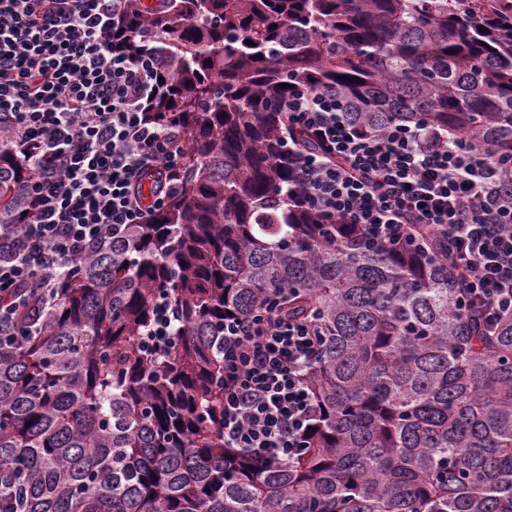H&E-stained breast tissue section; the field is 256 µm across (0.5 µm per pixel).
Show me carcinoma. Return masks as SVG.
Listing matches in <instances>:
<instances>
[{
	"label": "carcinoma",
	"mask_w": 512,
	"mask_h": 512,
	"mask_svg": "<svg viewBox=\"0 0 512 512\" xmlns=\"http://www.w3.org/2000/svg\"><path fill=\"white\" fill-rule=\"evenodd\" d=\"M112 46L164 78L146 112L181 162L146 223L0 324V512H512V314L460 309L447 236L374 246L289 199L279 110L334 90L358 126L511 157L512 0H119ZM9 139L0 225L34 177ZM275 293L321 343L285 464L224 445V318Z\"/></svg>",
	"instance_id": "cac0c4a2"
}]
</instances>
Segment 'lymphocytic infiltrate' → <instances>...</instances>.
Listing matches in <instances>:
<instances>
[{
  "label": "lymphocytic infiltrate",
  "instance_id": "1",
  "mask_svg": "<svg viewBox=\"0 0 512 512\" xmlns=\"http://www.w3.org/2000/svg\"><path fill=\"white\" fill-rule=\"evenodd\" d=\"M116 6L0 0V116L36 168L25 219L0 225V321L31 294L51 296L127 225L145 223L164 201L144 202L145 177L180 163L173 137L145 111L154 70L112 50ZM282 110L296 171L289 197L375 245L418 239L421 225L446 234L462 307L489 323L512 312V160H488L422 122L356 126L332 91H296ZM298 129L311 149H297ZM318 353L313 320L284 317L279 298L225 319V444L265 462L299 455L318 413L307 385Z\"/></svg>",
  "mask_w": 512,
  "mask_h": 512
}]
</instances>
